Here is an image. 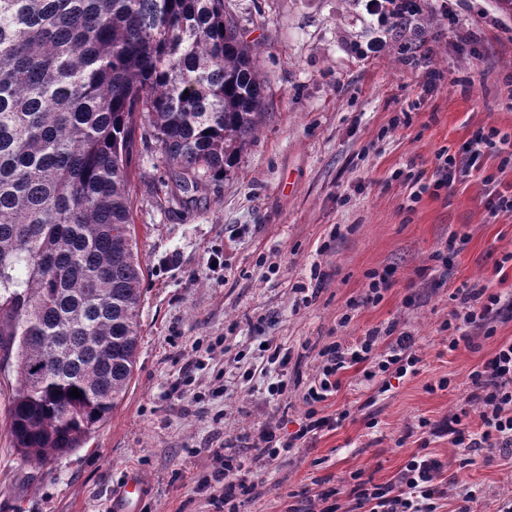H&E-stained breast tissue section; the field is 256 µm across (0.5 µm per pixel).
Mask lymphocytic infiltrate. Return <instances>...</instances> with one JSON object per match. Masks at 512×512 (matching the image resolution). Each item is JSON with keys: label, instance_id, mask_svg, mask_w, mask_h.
<instances>
[{"label": "lymphocytic infiltrate", "instance_id": "1", "mask_svg": "<svg viewBox=\"0 0 512 512\" xmlns=\"http://www.w3.org/2000/svg\"><path fill=\"white\" fill-rule=\"evenodd\" d=\"M365 8L378 21L392 28H405L422 12L421 0H364ZM494 150L512 157V134L490 128L477 134L455 152L440 151L435 156L433 173L417 171L412 176L418 193L437 194L443 189H453L463 176L479 170L486 150ZM454 306L448 319L440 325L448 335L449 349H456L460 340L467 338L469 330L490 329L499 317L512 316V294H505L485 284L466 285L450 295ZM381 328L368 330L354 341H332L318 352L320 359L317 373L309 382L289 375L291 361L289 349L275 339L261 342L266 352V364L259 371H246V380L255 374H267L276 368L277 376L267 386L272 399L284 396L288 387L302 388L306 410L304 422L295 433L284 436L279 424L267 423L258 433L243 434L242 439L257 451L264 461L286 458L293 449L322 432L336 430L349 418L348 410L324 414L322 404L340 387V375L350 367L360 364L365 384L376 383L379 376L394 373L403 376L416 373L420 358L415 349L416 339L410 332H400L391 340H384ZM472 388L469 402L477 404L481 425L471 430L464 414L449 416L443 433L449 434L458 448L462 465L474 464L477 456L487 448L512 447V340L498 344L490 358L468 374ZM217 473L224 483V503L231 512H238L242 503L254 496L255 483L250 480L251 468L245 458L235 452H215ZM443 464L427 453L411 456L394 481L384 485L373 484L353 473V482L347 490L349 501L358 512H438L439 501L444 496Z\"/></svg>", "mask_w": 512, "mask_h": 512}]
</instances>
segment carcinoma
<instances>
[{"label": "carcinoma", "mask_w": 512, "mask_h": 512, "mask_svg": "<svg viewBox=\"0 0 512 512\" xmlns=\"http://www.w3.org/2000/svg\"><path fill=\"white\" fill-rule=\"evenodd\" d=\"M257 57L224 0H0V350L23 460L83 447L134 375L136 140L185 196L226 174L266 116Z\"/></svg>", "instance_id": "obj_1"}]
</instances>
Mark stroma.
<instances>
[{"mask_svg":"<svg viewBox=\"0 0 512 512\" xmlns=\"http://www.w3.org/2000/svg\"><path fill=\"white\" fill-rule=\"evenodd\" d=\"M226 3L261 47L267 118L235 168L190 200L164 185L157 149L137 144L129 187L144 280L133 379L84 448L30 465L7 430L16 371L1 368L0 512H110L131 472L147 485L134 512H219V489L205 485L213 471L207 449L270 421L288 435L304 418L299 392L283 407L263 380L243 384L262 337L290 348V369L306 378L331 338L392 322L417 340V374L366 388L361 366H353L325 404L329 414L349 410L342 426L277 466L242 449L260 495L241 512H288L295 492L316 496L358 470L379 484L393 481L422 447L445 465L441 512H457L467 487L479 492L472 512H496L512 498V449H485L462 469L458 448L431 428L464 407L469 370L512 339L511 317L495 321L492 337L472 331L453 351L439 330L463 283L512 292V270L495 267L501 251L512 250V216L488 217L482 181L494 175L498 190L511 191L512 162L486 156L482 173L412 206L409 188L392 174L413 162L432 169L441 148L458 149L480 130L512 132V8L455 0L461 23L482 36L474 55L448 33L444 0H426L399 34L358 0ZM375 42L380 52L366 56ZM429 68L446 78L427 93ZM452 232L468 242L447 277L419 276ZM387 267L393 288L378 304H362L367 273ZM303 287L318 291L307 306ZM347 312L352 319L340 326ZM187 375L189 392L173 393ZM442 378L448 386L440 390Z\"/></svg>","mask_w":512,"mask_h":512,"instance_id":"35a3bbf8","label":"stroma"}]
</instances>
